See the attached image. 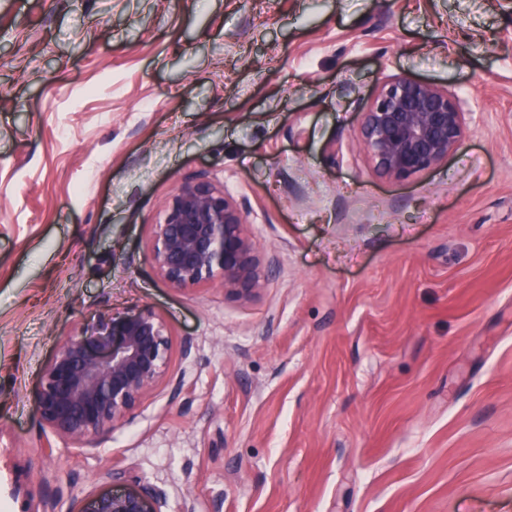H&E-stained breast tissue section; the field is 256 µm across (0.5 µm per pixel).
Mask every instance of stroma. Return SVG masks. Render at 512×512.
Wrapping results in <instances>:
<instances>
[{
	"label": "stroma",
	"instance_id": "obj_1",
	"mask_svg": "<svg viewBox=\"0 0 512 512\" xmlns=\"http://www.w3.org/2000/svg\"><path fill=\"white\" fill-rule=\"evenodd\" d=\"M400 74L467 130L399 182L358 121ZM200 175L274 261L251 299L152 263ZM144 309L164 379L98 447L51 436L63 341ZM113 466L163 512H512V0H0V512Z\"/></svg>",
	"mask_w": 512,
	"mask_h": 512
}]
</instances>
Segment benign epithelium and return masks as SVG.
I'll list each match as a JSON object with an SVG mask.
<instances>
[{
	"instance_id": "7a95c632",
	"label": "benign epithelium",
	"mask_w": 512,
	"mask_h": 512,
	"mask_svg": "<svg viewBox=\"0 0 512 512\" xmlns=\"http://www.w3.org/2000/svg\"><path fill=\"white\" fill-rule=\"evenodd\" d=\"M467 113L448 90L407 75L382 80L361 113L359 135L375 171L404 181L448 160L465 137ZM152 262L176 289L219 281L242 300L256 296L269 266L243 211L205 178L180 183L154 224ZM170 342L151 310L98 317L61 345L37 396L49 430L79 448L107 438L166 374ZM154 487L92 491L69 512H162Z\"/></svg>"
}]
</instances>
